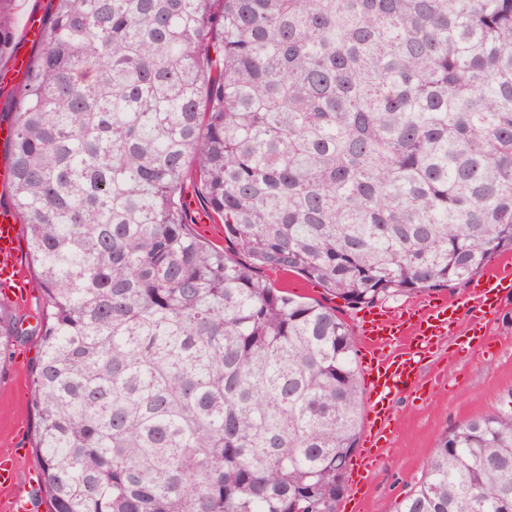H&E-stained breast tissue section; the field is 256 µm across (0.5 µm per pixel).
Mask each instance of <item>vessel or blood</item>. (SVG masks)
Masks as SVG:
<instances>
[{"instance_id": "b4317fda", "label": "vessel or blood", "mask_w": 512, "mask_h": 512, "mask_svg": "<svg viewBox=\"0 0 512 512\" xmlns=\"http://www.w3.org/2000/svg\"><path fill=\"white\" fill-rule=\"evenodd\" d=\"M20 224L14 208H0V293L22 301L27 292L26 274L19 258ZM512 295V262L503 261L483 273L473 297L470 324L482 333L483 320L494 314L500 301ZM454 312L443 302L430 301L397 315L371 313L365 320L361 339L367 360L363 365L367 390L365 448L357 459L351 481L352 495H359L363 482L378 466L388 443L395 404L414 389L435 340L446 336ZM394 354H385L389 345ZM16 459L11 452L0 454V488L11 489L8 504L0 512H30L28 489L16 486Z\"/></svg>"}]
</instances>
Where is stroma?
Here are the masks:
<instances>
[{"mask_svg": "<svg viewBox=\"0 0 512 512\" xmlns=\"http://www.w3.org/2000/svg\"><path fill=\"white\" fill-rule=\"evenodd\" d=\"M266 277L274 287L335 308L353 335H360L366 308L347 306L342 299L292 273L270 271ZM475 286L471 279L435 293L390 297L378 302L377 307L394 315L421 306L434 296L454 305L464 301ZM43 309L44 298L36 289L29 291L26 306H14L13 312L28 334L12 342L5 366L0 369V451L22 449L17 465V485L21 488L27 486L31 473L39 471L41 464L34 449L30 378L31 368L41 354L39 338L31 330ZM488 333L489 343L476 352H458L447 342H440L427 376L419 380L423 397L409 394L397 403L389 444L361 490L358 512H396L401 499L415 489L440 438L457 424L494 412L512 395V296L503 300Z\"/></svg>", "mask_w": 512, "mask_h": 512, "instance_id": "1", "label": "stroma"}]
</instances>
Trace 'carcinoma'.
I'll list each match as a JSON object with an SVG mask.
<instances>
[{"label": "carcinoma", "mask_w": 512, "mask_h": 512, "mask_svg": "<svg viewBox=\"0 0 512 512\" xmlns=\"http://www.w3.org/2000/svg\"><path fill=\"white\" fill-rule=\"evenodd\" d=\"M213 2L54 0L16 86L49 512H337L354 336L264 271L357 308L512 252V0ZM190 175L232 249L191 231ZM20 335L0 304V355ZM397 512H512V406Z\"/></svg>", "instance_id": "cac0c4a2"}]
</instances>
